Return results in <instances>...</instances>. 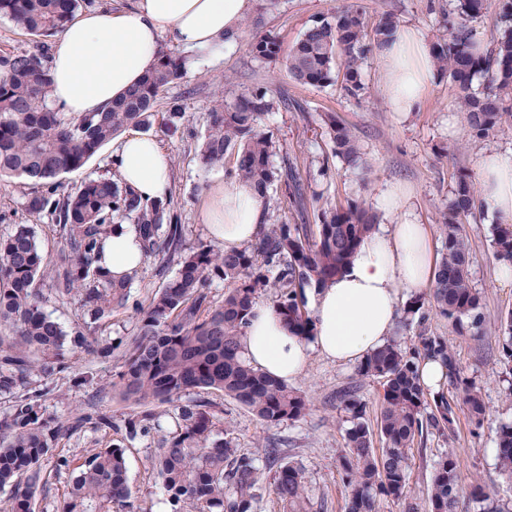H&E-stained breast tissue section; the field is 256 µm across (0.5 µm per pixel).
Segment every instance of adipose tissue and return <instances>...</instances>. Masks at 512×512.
Here are the masks:
<instances>
[{
    "label": "adipose tissue",
    "mask_w": 512,
    "mask_h": 512,
    "mask_svg": "<svg viewBox=\"0 0 512 512\" xmlns=\"http://www.w3.org/2000/svg\"><path fill=\"white\" fill-rule=\"evenodd\" d=\"M249 7L250 0H133L124 8L83 13L53 44L52 98L73 114L102 111L155 66L161 40L188 51L219 48ZM378 55L389 76L385 92L390 110L415 111L434 71L425 39L415 29L397 28ZM114 158L121 177L144 198L168 197L170 159L156 138L127 133ZM475 166L485 208L512 222V154L486 151ZM209 179L211 190L200 218L225 250L240 249L256 236L263 201L249 186L225 182L223 172H212ZM378 204L395 221L364 241L342 277L317 290L314 336H295L270 307L255 306L240 349L248 364L288 383L303 372L310 351L353 363L387 344L402 292L428 291L436 276V255L430 229L418 222L404 188L387 189ZM144 260L133 226L117 227L105 250V266L120 276L140 268Z\"/></svg>",
    "instance_id": "obj_1"
}]
</instances>
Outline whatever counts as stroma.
<instances>
[{"label": "stroma", "mask_w": 512, "mask_h": 512, "mask_svg": "<svg viewBox=\"0 0 512 512\" xmlns=\"http://www.w3.org/2000/svg\"><path fill=\"white\" fill-rule=\"evenodd\" d=\"M352 3L360 6L368 24H376L391 12L399 25L421 32L430 42L435 40L442 11L449 5L448 0H280L272 13L259 16L248 11L233 37L225 40L222 52L192 53L187 75L160 93L149 133L161 141L170 157V199L180 223L187 228V245L210 239L198 220L210 187V171L199 160L207 114L214 101L230 104L259 87L301 103L298 111L288 107L264 115L260 126L273 133L279 157L294 162L303 182L320 194L325 204L339 206L360 197L374 207L384 191L399 185L412 193L421 223L434 227L440 222L458 171H473L474 160L483 151L512 152V124L485 138L473 136L465 112L456 104L453 86L438 75L431 78L418 110L403 116L391 112L384 93L388 74L374 54L362 67L364 91L360 98L347 96L338 84L317 88L296 83L285 66L284 54L315 21ZM266 33L279 40L282 58L259 60L250 54L251 41ZM174 101L185 114V128L176 132L169 131L167 125ZM328 113L339 116L357 135L364 168L346 167L334 157L323 123ZM30 191L24 179L0 178V232L16 224L34 225L45 256L55 260L62 246L60 235L50 216L28 210ZM496 221V215L485 210L463 227L471 247L472 281L482 294L484 324L489 328L499 325L512 310V284L498 282V263L490 247V227ZM429 330L453 344L460 365L482 385L488 413L481 429H474L462 416L452 434L430 433L411 448L408 498L424 504L432 459L451 451L459 459L463 485L481 478L496 488L498 499L512 504V479L499 473L496 459L497 428L512 420V402L506 401L499 380L496 339L457 335L447 320L439 318L431 320ZM354 378V364L311 353L304 371L293 382L295 388L310 392V415L271 428L221 392L207 390L203 396L223 409L242 453L261 456L259 441H275L282 443L289 461L305 468L312 502L308 512H345L348 491L339 474V458L346 451L344 428L331 398ZM46 385L50 393L44 407L50 416L84 406L96 393L94 386H73L69 377L59 374ZM110 440L105 432L88 430L61 441L42 463L44 486L37 493L36 512H54L67 492L71 474L56 471L57 457L75 458ZM150 445L147 438L128 443L127 458L134 496L154 503L164 493L151 466Z\"/></svg>", "instance_id": "1"}]
</instances>
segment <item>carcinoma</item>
<instances>
[{
    "instance_id": "cac0c4a2",
    "label": "carcinoma",
    "mask_w": 512,
    "mask_h": 512,
    "mask_svg": "<svg viewBox=\"0 0 512 512\" xmlns=\"http://www.w3.org/2000/svg\"><path fill=\"white\" fill-rule=\"evenodd\" d=\"M453 2L431 46L434 67L453 85L471 133L488 137L512 122V0H497L500 27L488 52L473 39L472 24L484 16L489 0ZM84 5L92 2L0 0V15L41 39L38 53L0 55V177L16 176L33 185L28 210L48 214L66 246L61 260L51 264L34 226L15 224L0 234V325L8 329L0 336V395L10 399L0 415V490L10 489L11 512H35L42 461L61 440L91 428L121 431L129 442L159 437L151 465L172 512H254L267 471L273 473L283 512H306L305 471L269 444L262 464L241 453L230 433L218 436L223 411L190 395L221 391L269 427L305 418L310 394L246 364L239 354L240 339L264 296L294 335L306 340L314 335L306 292L325 287L345 271L363 240L376 231L379 216L359 198L339 208H322L314 232L305 224L276 223L268 215L254 242L226 252L211 242L186 246L185 225L178 223L170 201L145 200L119 178H91L61 192L63 176L82 168L104 145L130 127L149 128L160 92L187 72L184 56L163 50L156 66L109 110L80 115L58 111L50 103L48 39L61 35ZM397 27L387 13L370 30L363 12L347 6L304 31L288 54V71L297 82L313 87L339 80L347 95L357 98L364 90L367 55L381 48ZM250 50L256 59L273 60L280 45L268 33L254 39ZM478 77L484 83L476 90ZM281 105L288 106V99L260 88L228 106L215 102L200 161L209 167L235 154L232 181L254 188L267 211L275 203L269 195L275 186L303 216L316 194L290 164L274 166L276 141L258 128L262 115ZM324 125L334 155L349 166L359 165L361 146L351 129L334 114L325 117ZM478 198L472 176L458 173L442 214L444 250L435 282L425 296L406 302V324H422L434 315L448 320L459 336L485 335L482 296L472 284L470 245L461 231ZM119 224L136 229L145 258L159 259L160 269L177 259L176 276L146 305L131 295L138 272L116 279L102 265L104 247ZM491 242L495 259L512 263V224L493 225ZM45 280L59 298L73 297L80 305L82 322L69 333L44 310L39 286ZM216 281L227 288L215 307L208 287ZM129 308L139 315L133 339L125 346L99 339L100 324ZM498 332L504 393L511 399L512 313L500 321ZM71 347L88 364L119 354L120 370L98 389L132 407L124 419H114L94 403L62 416L45 415L48 391L36 386L37 379L69 372ZM425 360L441 362L446 389L429 393L419 374ZM368 379L382 388L374 426L359 395L361 382ZM184 398L187 402L178 404ZM336 408L348 448L340 463L341 480L349 489L346 512H379L384 500L402 505V512H464L466 499L478 505V512H512L479 483L465 491L452 453L431 465L425 508L407 501L409 450L415 441L433 430L452 429L459 411L476 429L487 413L480 385L460 367L445 338L420 333L408 343L392 340L368 354L357 366L356 381L339 392ZM55 467L72 470L55 512H152V505L132 496L121 442L87 451L74 468L60 456ZM497 467L512 477V421L497 432Z\"/></svg>"
}]
</instances>
